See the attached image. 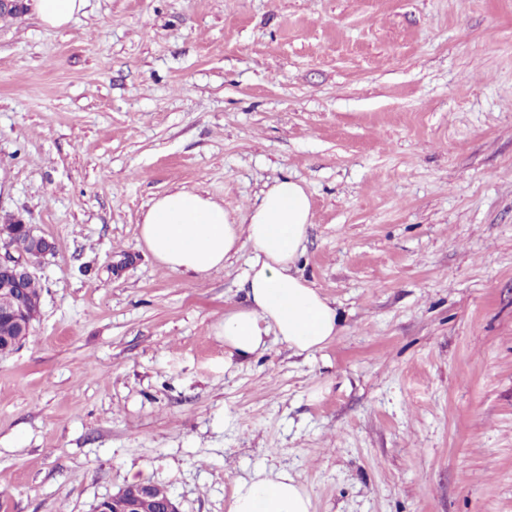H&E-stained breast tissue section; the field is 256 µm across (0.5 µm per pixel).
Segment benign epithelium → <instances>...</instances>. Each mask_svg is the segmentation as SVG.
Returning a JSON list of instances; mask_svg holds the SVG:
<instances>
[{
    "label": "benign epithelium",
    "instance_id": "7a95c632",
    "mask_svg": "<svg viewBox=\"0 0 512 512\" xmlns=\"http://www.w3.org/2000/svg\"><path fill=\"white\" fill-rule=\"evenodd\" d=\"M54 245L45 236L38 234L32 225L15 215L0 216V270L6 269L11 279L0 283L3 291L17 292V286L35 277V264L52 254ZM38 314L21 296L8 309H0V319L13 325L16 331L15 345L22 337L30 336L33 322ZM135 501L144 506V512H180L171 497L160 499L155 494V484L139 482L128 485L111 497L98 503L94 512H128L127 505Z\"/></svg>",
    "mask_w": 512,
    "mask_h": 512
}]
</instances>
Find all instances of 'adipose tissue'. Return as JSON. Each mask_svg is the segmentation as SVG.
<instances>
[{"mask_svg": "<svg viewBox=\"0 0 512 512\" xmlns=\"http://www.w3.org/2000/svg\"><path fill=\"white\" fill-rule=\"evenodd\" d=\"M87 0H30V9L52 28L83 15ZM304 187L275 181L238 217L201 194L177 190L153 200L141 238L165 267L202 276L224 266L243 247L252 256L246 302L225 314L217 333L224 359H247L276 337L295 354H313L339 335L342 319L332 301L299 275L296 262L312 222ZM302 483L287 471L267 468L236 480L229 512H311Z\"/></svg>", "mask_w": 512, "mask_h": 512, "instance_id": "adipose-tissue-1", "label": "adipose tissue"}]
</instances>
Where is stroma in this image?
<instances>
[{
  "label": "stroma",
  "mask_w": 512,
  "mask_h": 512,
  "mask_svg": "<svg viewBox=\"0 0 512 512\" xmlns=\"http://www.w3.org/2000/svg\"><path fill=\"white\" fill-rule=\"evenodd\" d=\"M289 178L340 336L224 362L249 249L161 265L153 199L238 215ZM0 213L54 244L0 358V512L259 467L312 512H512V0H88L0 18ZM88 0H31L28 7L51 28L68 26L85 15ZM23 293L29 303L35 308L41 301L40 289L36 281H29L22 285ZM22 296L16 298L15 303L8 309H0V320L1 318L7 321L10 325H13L17 338L13 339V342L18 347L23 338L22 336H30L33 328V322L38 317V314L32 308V306Z\"/></svg>",
  "instance_id": "stroma-1"
}]
</instances>
